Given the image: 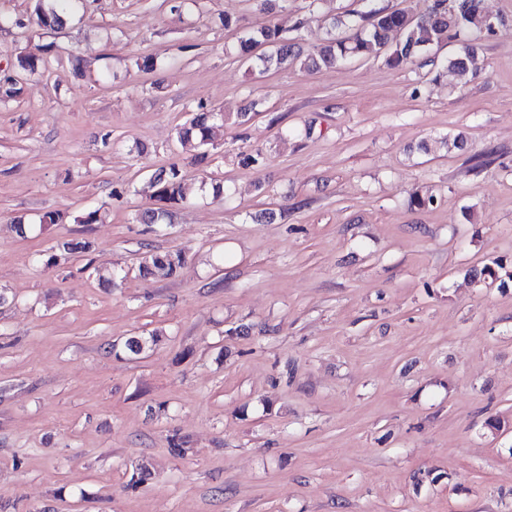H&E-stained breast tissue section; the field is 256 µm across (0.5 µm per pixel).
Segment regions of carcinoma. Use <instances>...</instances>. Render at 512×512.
Wrapping results in <instances>:
<instances>
[{"label": "carcinoma", "mask_w": 512, "mask_h": 512, "mask_svg": "<svg viewBox=\"0 0 512 512\" xmlns=\"http://www.w3.org/2000/svg\"><path fill=\"white\" fill-rule=\"evenodd\" d=\"M77 0H37V24L53 28L63 22L62 14L75 9ZM502 20L493 18L486 12L483 0H443L441 3L430 0L426 10L416 13L411 9L388 12L384 9H371L362 16L351 37H329L322 45L303 53L293 39L283 35L276 25L268 23L237 43L238 56L256 58L263 69L282 67L296 61L306 71H317L334 67L342 62L368 57H384L385 62L402 68L414 63L420 54L433 46L457 37L463 32L479 37L490 34ZM266 45L270 52L258 56L254 50ZM478 45L470 39L465 42L458 54L447 60L448 67L457 76L456 89L464 90L477 73L476 60ZM51 46L38 45L35 52L16 57V69L25 75L41 76L49 68ZM224 120V113L203 105L197 106L185 123L179 128L178 140L181 145L195 143L203 149L208 145L214 122ZM156 187V200L166 206L179 205L186 200L185 183L176 164L162 168L151 176ZM85 241L66 240L57 244L56 252L48 255L44 266L52 267L62 256H76L89 250ZM184 264V257L176 252L156 253L139 267L144 277L171 276Z\"/></svg>", "instance_id": "1"}]
</instances>
